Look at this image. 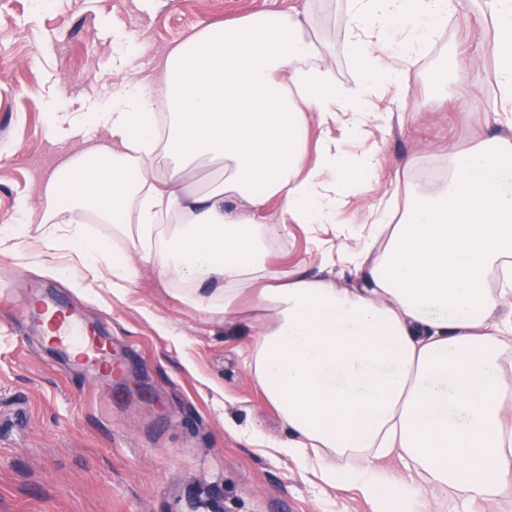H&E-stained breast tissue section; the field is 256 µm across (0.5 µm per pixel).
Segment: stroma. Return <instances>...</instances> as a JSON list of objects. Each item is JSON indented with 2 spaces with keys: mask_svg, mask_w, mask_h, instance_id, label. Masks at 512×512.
I'll use <instances>...</instances> for the list:
<instances>
[{
  "mask_svg": "<svg viewBox=\"0 0 512 512\" xmlns=\"http://www.w3.org/2000/svg\"><path fill=\"white\" fill-rule=\"evenodd\" d=\"M308 0H0V225L20 200L74 150L49 126L81 123L108 107L124 73L155 76L161 57L205 22L259 9L305 10ZM316 32L328 46L336 82L355 86L362 72L344 43V0H318ZM494 27L485 0H453L448 25L420 61L428 75L439 60L469 61L467 81L449 79L443 102L412 81L403 113L377 137L382 166L344 215L361 223L385 191H423L425 167L478 137L508 134L492 123L498 108ZM332 242V255L315 247ZM36 237L0 255V512H370L355 489L330 487L301 464L246 443L287 429L243 365L247 339L175 299L152 268L123 294L76 282L75 253L41 256ZM332 225L293 224L272 264L308 275L354 276ZM43 288L101 325L128 372L154 396L131 404L104 401L88 376L41 344L27 328L34 289ZM234 428H225V421Z\"/></svg>",
  "mask_w": 512,
  "mask_h": 512,
  "instance_id": "stroma-1",
  "label": "stroma"
}]
</instances>
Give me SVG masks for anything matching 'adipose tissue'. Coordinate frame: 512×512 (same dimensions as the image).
I'll return each mask as SVG.
<instances>
[{
  "instance_id": "ef3b65f1",
  "label": "adipose tissue",
  "mask_w": 512,
  "mask_h": 512,
  "mask_svg": "<svg viewBox=\"0 0 512 512\" xmlns=\"http://www.w3.org/2000/svg\"><path fill=\"white\" fill-rule=\"evenodd\" d=\"M451 4L345 0V42L363 73L353 88L331 77L311 13L203 25L165 56L162 89L131 69L111 109L88 113L103 142L84 141L41 183L44 209L20 202L0 253L17 251L37 214L42 251H75L113 291L157 269L174 297L248 333L245 366L288 431L277 453L358 489L371 512H432L448 487L471 506L512 504V137L449 151L434 190L399 213L374 209L386 239L346 250L355 287L269 262L292 224L355 237L337 217L380 158L345 147L384 131L372 97L408 87ZM488 5L508 113L512 0ZM397 40L401 67L388 60ZM201 166L213 170L203 184L190 179ZM91 215L119 248L88 233ZM246 294L259 316L245 325Z\"/></svg>"
}]
</instances>
